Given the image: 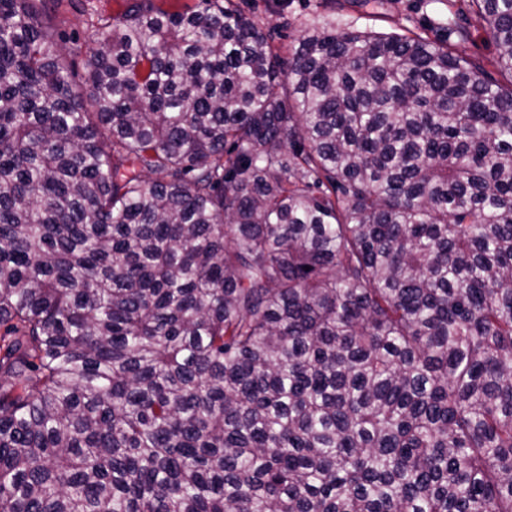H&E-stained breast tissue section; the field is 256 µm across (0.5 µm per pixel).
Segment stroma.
Instances as JSON below:
<instances>
[{"mask_svg":"<svg viewBox=\"0 0 512 512\" xmlns=\"http://www.w3.org/2000/svg\"><path fill=\"white\" fill-rule=\"evenodd\" d=\"M242 8L272 33L275 45L285 54L297 47L307 30L327 24L375 33L415 31L479 62L487 80L507 81L493 61V43L473 15L466 11L444 13L439 0H384L382 8L375 11L363 7L361 0H244ZM460 27L468 31L467 41H459L456 30Z\"/></svg>","mask_w":512,"mask_h":512,"instance_id":"1","label":"stroma"}]
</instances>
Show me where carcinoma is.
<instances>
[{
	"instance_id": "obj_1",
	"label": "carcinoma",
	"mask_w": 512,
	"mask_h": 512,
	"mask_svg": "<svg viewBox=\"0 0 512 512\" xmlns=\"http://www.w3.org/2000/svg\"><path fill=\"white\" fill-rule=\"evenodd\" d=\"M164 2L0 0V512H512V83Z\"/></svg>"
}]
</instances>
